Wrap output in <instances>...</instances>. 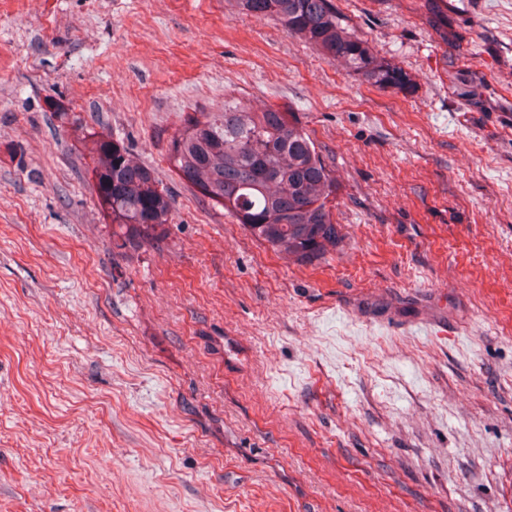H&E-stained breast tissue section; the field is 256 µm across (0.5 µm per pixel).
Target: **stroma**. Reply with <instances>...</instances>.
<instances>
[{
  "label": "stroma",
  "mask_w": 512,
  "mask_h": 512,
  "mask_svg": "<svg viewBox=\"0 0 512 512\" xmlns=\"http://www.w3.org/2000/svg\"><path fill=\"white\" fill-rule=\"evenodd\" d=\"M332 2L414 93L235 0H0V512H512V0H437L444 36ZM228 94L310 135L334 251L180 179ZM92 132L173 196L153 244L118 249Z\"/></svg>",
  "instance_id": "35a3bbf8"
}]
</instances>
